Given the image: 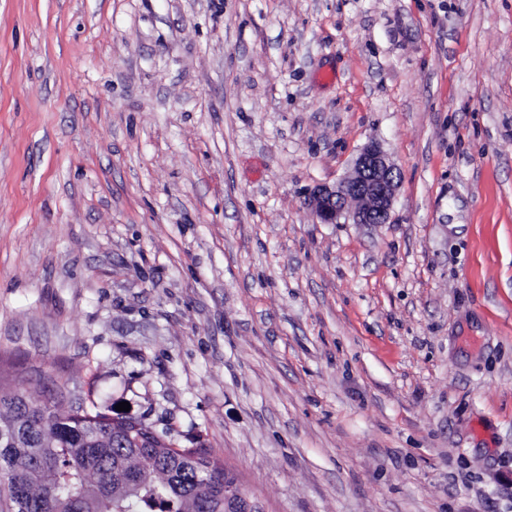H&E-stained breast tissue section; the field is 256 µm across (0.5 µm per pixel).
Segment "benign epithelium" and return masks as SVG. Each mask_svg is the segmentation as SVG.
<instances>
[{
  "mask_svg": "<svg viewBox=\"0 0 512 512\" xmlns=\"http://www.w3.org/2000/svg\"><path fill=\"white\" fill-rule=\"evenodd\" d=\"M398 183L395 164L379 144L370 143L356 158L353 175L332 186L314 187L309 204L322 224H338L343 219L355 224H387ZM350 199H359L362 205L350 211L346 208ZM224 503L245 512H265L243 483L224 489Z\"/></svg>",
  "mask_w": 512,
  "mask_h": 512,
  "instance_id": "1",
  "label": "benign epithelium"
}]
</instances>
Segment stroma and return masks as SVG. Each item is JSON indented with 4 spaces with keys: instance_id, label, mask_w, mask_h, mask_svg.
I'll return each mask as SVG.
<instances>
[{
    "instance_id": "35a3bbf8",
    "label": "stroma",
    "mask_w": 512,
    "mask_h": 512,
    "mask_svg": "<svg viewBox=\"0 0 512 512\" xmlns=\"http://www.w3.org/2000/svg\"><path fill=\"white\" fill-rule=\"evenodd\" d=\"M0 361L268 512H512V0H0ZM398 183L395 164L378 143H370L356 158L353 175L332 186L317 185L309 194V204L322 224H338L342 218L353 224H386ZM350 199H359L362 205L349 211Z\"/></svg>"
}]
</instances>
